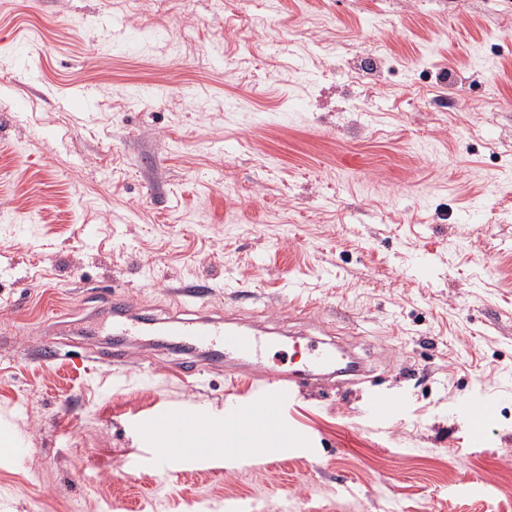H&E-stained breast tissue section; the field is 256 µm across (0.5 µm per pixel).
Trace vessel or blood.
<instances>
[{"mask_svg": "<svg viewBox=\"0 0 512 512\" xmlns=\"http://www.w3.org/2000/svg\"><path fill=\"white\" fill-rule=\"evenodd\" d=\"M112 333L116 336H148L159 346L175 342L191 350L206 363H224L230 371H238L240 361H247V370L257 380L245 395L230 394L224 402V418L220 421L196 418L189 409L165 405L147 413L138 423L141 433L152 448V459L161 475L191 464H207L227 456L246 460L256 455L251 441L256 431L287 438L289 445L305 453L314 445L312 435L292 424L285 416L289 403L305 389L338 374L335 346L311 347L303 361L306 380L295 375L270 372L263 357L273 339L269 330L254 323H244L233 316L173 318L158 324L134 316L126 299L109 294ZM495 405L484 401L466 404L459 412L470 426H477L492 417ZM400 399L379 392L365 401L368 418L384 425L399 417ZM223 434L225 445L208 447L204 434Z\"/></svg>", "mask_w": 512, "mask_h": 512, "instance_id": "b4317fda", "label": "vessel or blood"}]
</instances>
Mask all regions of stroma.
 <instances>
[{"mask_svg": "<svg viewBox=\"0 0 512 512\" xmlns=\"http://www.w3.org/2000/svg\"><path fill=\"white\" fill-rule=\"evenodd\" d=\"M512 0H0V512H512ZM209 285L190 300L180 287ZM303 330L368 383L288 409L309 453L126 472L186 355L58 337L105 291ZM401 399L366 418L369 383ZM495 401L468 447L462 402Z\"/></svg>", "mask_w": 512, "mask_h": 512, "instance_id": "stroma-1", "label": "stroma"}]
</instances>
